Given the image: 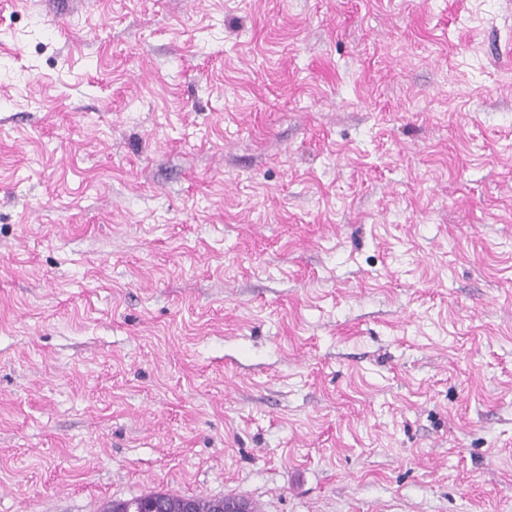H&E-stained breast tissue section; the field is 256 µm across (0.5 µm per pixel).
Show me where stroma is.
Listing matches in <instances>:
<instances>
[{
  "instance_id": "1",
  "label": "stroma",
  "mask_w": 512,
  "mask_h": 512,
  "mask_svg": "<svg viewBox=\"0 0 512 512\" xmlns=\"http://www.w3.org/2000/svg\"><path fill=\"white\" fill-rule=\"evenodd\" d=\"M512 512V0H0V512ZM159 495L163 498L165 512H182V504L188 499L184 496L169 493H160ZM215 499L193 498L194 503L188 499L184 506V512H194V504L195 512H213V508L218 511L224 510L225 512H250L249 505L245 501H228L226 500L227 498H223L224 502H222L221 500L215 501ZM213 503L214 507L212 506Z\"/></svg>"
}]
</instances>
